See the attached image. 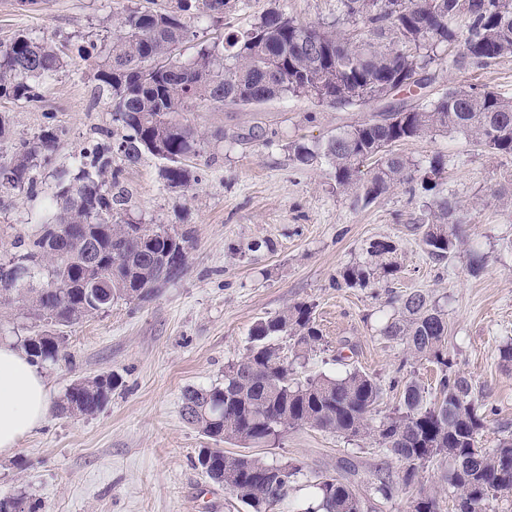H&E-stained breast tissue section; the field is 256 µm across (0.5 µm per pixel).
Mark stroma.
Listing matches in <instances>:
<instances>
[{
	"label": "stroma",
	"instance_id": "stroma-1",
	"mask_svg": "<svg viewBox=\"0 0 512 512\" xmlns=\"http://www.w3.org/2000/svg\"><path fill=\"white\" fill-rule=\"evenodd\" d=\"M175 0H0V42L26 33L60 48L66 66L41 88L39 102L0 100L10 120L0 152L44 133L57 138L49 159L39 160L32 184L0 194V259L18 240L33 237L51 210L60 171L98 144L118 141L106 99L97 97L95 67L83 51L99 53L115 38L124 8L162 10ZM277 9L299 23L318 25L336 15V0H229L223 17L193 21L186 53L217 36L249 27ZM512 95V56L491 66L444 71L433 92L448 85ZM365 107L330 108L308 98H280L257 107L201 108L184 113L201 151L189 159L193 179L170 188L161 163L143 155L122 166L131 193L126 219L188 232L187 264L180 277L149 299L120 300L61 332L58 361L41 364L51 401L77 379L114 374L119 384L97 414L72 417L50 411L45 422L0 456V497L25 494L42 512H247L224 485L199 466L200 449L215 442L182 417L185 387L224 380V368L244 353L252 326L296 303L310 304L322 341L288 362L297 378L341 377L358 369L384 387L372 425L400 407L393 380L418 379L434 388L436 364L412 358L381 328L393 314L389 298L428 292L445 311V343L453 368L465 376L487 423L481 448H496L512 432V156L494 155L458 134L396 144L415 160L436 153L450 162L443 187L463 207L462 240L447 260L424 249L422 193L398 188L370 206L352 207L337 193L327 163L302 166L290 144L321 141L336 128L360 123ZM264 140L240 143L255 122ZM394 241L397 275L350 288L340 271L367 261L370 241ZM485 267L472 274V254ZM230 454L301 463L287 498L270 512H305L318 475L353 484L375 481L379 470L399 474L403 465L375 442L351 440L308 426L286 430L260 446L227 442Z\"/></svg>",
	"mask_w": 512,
	"mask_h": 512
}]
</instances>
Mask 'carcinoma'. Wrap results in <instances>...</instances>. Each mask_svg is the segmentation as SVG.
I'll list each match as a JSON object with an SVG mask.
<instances>
[{
    "mask_svg": "<svg viewBox=\"0 0 512 512\" xmlns=\"http://www.w3.org/2000/svg\"><path fill=\"white\" fill-rule=\"evenodd\" d=\"M227 0H178L176 9L127 8L119 17L117 42L104 49L97 65L98 94L109 100L112 121L126 134L102 144L92 157L74 160L76 174L58 175L55 210L39 233L18 243V251L0 262V298H21L30 312L47 323L23 340L36 363L53 361L60 344L55 329L112 307L118 300L151 297L184 270L188 234L175 236L161 227L132 224L121 217L125 190L105 184L112 156L131 165L150 154L163 161L160 176L171 188L192 178L185 161L198 155L200 141L180 120L200 106L260 105L281 97H309L335 108L387 107L368 120L338 128L313 146L292 145L301 165L325 160L336 192L356 207H367L399 186H420L428 210L422 242L438 261L456 246L463 218L458 202L444 193L448 159L434 155L420 166L393 150L399 142L433 134L457 133L491 153L512 155V97L493 90L450 86L434 97L440 52L456 41L453 22L466 21L464 50L448 67H488L512 55V0H338L333 21L303 26L272 9L250 28L221 41L202 44L187 59L180 48L188 37L191 11L224 14ZM63 67L56 49L25 34L0 45V99L37 102L44 80ZM401 92L397 103L389 98ZM56 138L44 134L12 155H0V192L33 181L34 160L49 157ZM369 163V171L361 170ZM68 248L56 258L50 248ZM100 258L96 277L108 293L88 282V250ZM371 262L340 272L348 287H364L375 278L398 272L396 245L377 239L366 249ZM41 280L23 288L26 279ZM407 346L413 357L440 365L435 391L418 381L404 382L402 407L379 426L370 417L383 400L382 386L353 370L342 378L293 377L277 340L286 335L303 353L320 344L309 306L298 303L260 320L249 334L246 353L224 369V382L188 387L183 392L185 420L215 441L268 442L272 434L308 425L360 440L375 439L388 455L404 464L398 480L379 479L375 492L385 501L419 483V467L439 457L450 462L443 476L454 493V512H487L502 492L512 491V437L496 449L478 446L486 416L471 384L452 370L445 351L448 320L431 296L417 290L399 300L396 313L381 328ZM112 376L85 377L66 389L58 410L91 416L112 395ZM198 463L215 482L227 480L249 512H267L288 496L291 480L303 471L296 462L268 463L252 455H231L204 448ZM316 508L306 512H364L365 503L349 483L323 475L315 484ZM411 512H440L434 493L421 492Z\"/></svg>",
    "mask_w": 512,
    "mask_h": 512,
    "instance_id": "obj_1",
    "label": "carcinoma"
}]
</instances>
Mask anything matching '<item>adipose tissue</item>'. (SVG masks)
I'll use <instances>...</instances> for the list:
<instances>
[{
    "label": "adipose tissue",
    "instance_id": "ef3b65f1",
    "mask_svg": "<svg viewBox=\"0 0 512 512\" xmlns=\"http://www.w3.org/2000/svg\"><path fill=\"white\" fill-rule=\"evenodd\" d=\"M49 412V390L38 367L13 342L0 340V455L11 453Z\"/></svg>",
    "mask_w": 512,
    "mask_h": 512
}]
</instances>
